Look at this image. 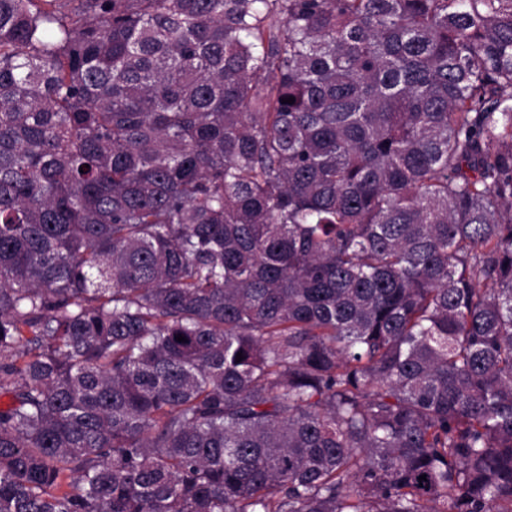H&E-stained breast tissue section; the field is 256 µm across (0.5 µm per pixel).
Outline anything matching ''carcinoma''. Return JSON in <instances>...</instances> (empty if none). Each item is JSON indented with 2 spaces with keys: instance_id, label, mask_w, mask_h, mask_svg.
I'll return each instance as SVG.
<instances>
[{
  "instance_id": "cac0c4a2",
  "label": "carcinoma",
  "mask_w": 512,
  "mask_h": 512,
  "mask_svg": "<svg viewBox=\"0 0 512 512\" xmlns=\"http://www.w3.org/2000/svg\"><path fill=\"white\" fill-rule=\"evenodd\" d=\"M56 3L0 0V512H512V0Z\"/></svg>"
}]
</instances>
